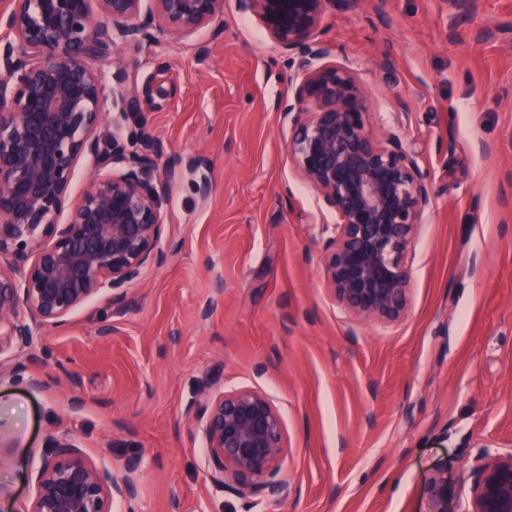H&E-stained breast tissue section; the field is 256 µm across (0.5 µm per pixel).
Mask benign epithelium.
<instances>
[{
    "label": "benign epithelium",
    "instance_id": "7a95c632",
    "mask_svg": "<svg viewBox=\"0 0 512 512\" xmlns=\"http://www.w3.org/2000/svg\"><path fill=\"white\" fill-rule=\"evenodd\" d=\"M5 0L0 7V353L32 346L37 328L68 317L106 294L123 313L129 286L160 265L169 184L177 160L160 138L128 142L108 129L103 85L90 61L110 48L112 107L142 110L143 92L128 79L121 44L157 42L170 31L193 34L224 14V0ZM359 0H237L287 56L291 93L277 102L288 116V156L333 217L321 257L328 290L355 320L393 323L409 307L407 255L432 203L417 156L372 127L359 74L333 60L322 40L329 7ZM96 171L70 197L78 163ZM167 159L163 174L159 161ZM45 386L19 361L0 362ZM193 415L205 438L208 476L217 489L235 484L245 499L274 497L286 434L279 411L252 388L200 389ZM139 459L125 473L90 462L74 437L50 438L28 476L25 512H111L133 501ZM470 512H512V453L489 456L467 474ZM431 512H448V481H429Z\"/></svg>",
    "mask_w": 512,
    "mask_h": 512
}]
</instances>
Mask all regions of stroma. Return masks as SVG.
<instances>
[{"label": "stroma", "mask_w": 512, "mask_h": 512, "mask_svg": "<svg viewBox=\"0 0 512 512\" xmlns=\"http://www.w3.org/2000/svg\"><path fill=\"white\" fill-rule=\"evenodd\" d=\"M215 25L120 48L149 93L122 136L149 132L180 160L167 260L121 316L103 296L39 329L26 354L43 390L0 372V512H26L27 472L67 433L116 472L140 456L139 494L112 512H429L443 467L449 512H469L463 472L483 451L512 453V0H362L323 18L373 127L418 153L432 189L409 311L392 324L353 321L326 288L331 218L288 161L282 49L236 0ZM207 380L279 411L278 498L209 482L191 417Z\"/></svg>", "instance_id": "35a3bbf8"}]
</instances>
